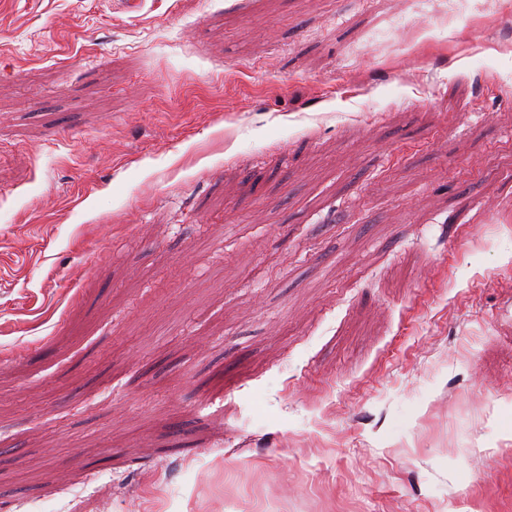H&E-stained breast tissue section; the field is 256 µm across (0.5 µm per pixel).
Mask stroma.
<instances>
[{"label": "stroma", "mask_w": 512, "mask_h": 512, "mask_svg": "<svg viewBox=\"0 0 512 512\" xmlns=\"http://www.w3.org/2000/svg\"><path fill=\"white\" fill-rule=\"evenodd\" d=\"M402 5L0 0V512H512V0Z\"/></svg>", "instance_id": "35a3bbf8"}]
</instances>
